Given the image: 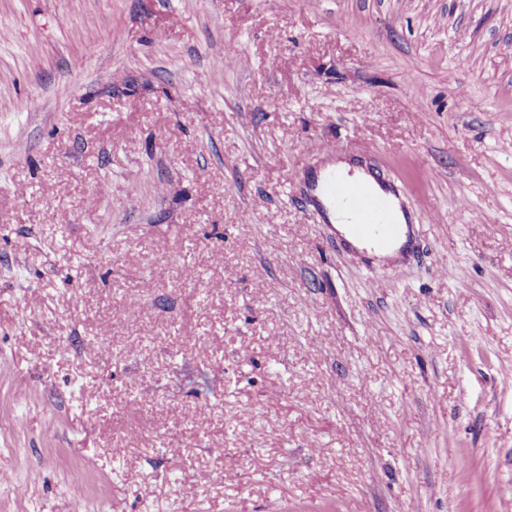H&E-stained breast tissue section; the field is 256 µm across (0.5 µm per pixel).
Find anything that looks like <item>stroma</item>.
<instances>
[{"instance_id":"35a3bbf8","label":"stroma","mask_w":512,"mask_h":512,"mask_svg":"<svg viewBox=\"0 0 512 512\" xmlns=\"http://www.w3.org/2000/svg\"><path fill=\"white\" fill-rule=\"evenodd\" d=\"M329 141L408 256L309 203ZM1 472L0 512L75 472L81 512H512V0H0Z\"/></svg>"}]
</instances>
